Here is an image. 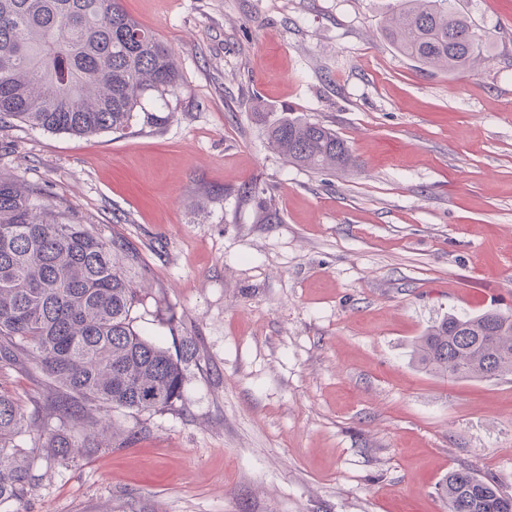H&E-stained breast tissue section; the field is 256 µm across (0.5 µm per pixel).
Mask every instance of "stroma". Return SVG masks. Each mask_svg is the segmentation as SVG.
<instances>
[{
	"instance_id": "1",
	"label": "stroma",
	"mask_w": 512,
	"mask_h": 512,
	"mask_svg": "<svg viewBox=\"0 0 512 512\" xmlns=\"http://www.w3.org/2000/svg\"><path fill=\"white\" fill-rule=\"evenodd\" d=\"M393 3L123 0L176 58L171 118L0 120V176L124 235L145 336L195 352L183 403L109 413L135 438L50 464L21 512H448L460 468L512 495V375L412 359L443 315L512 311V0H455L488 45L457 74L383 38ZM287 114L357 168L286 163L264 124ZM0 387L28 409L54 393L30 365Z\"/></svg>"
}]
</instances>
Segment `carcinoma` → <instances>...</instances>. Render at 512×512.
<instances>
[{"instance_id": "obj_1", "label": "carcinoma", "mask_w": 512, "mask_h": 512, "mask_svg": "<svg viewBox=\"0 0 512 512\" xmlns=\"http://www.w3.org/2000/svg\"><path fill=\"white\" fill-rule=\"evenodd\" d=\"M386 41L420 65L450 74L485 56L476 25L454 0H397ZM180 76L171 49L124 10L122 0H0V116L78 136L153 121ZM272 147L293 165L347 170L357 158L335 131L299 117L267 125ZM145 269L122 236L106 241L0 178V366L27 362L59 388L44 427L46 456L73 459L106 431L89 410L153 414L184 400L190 348L174 350L138 328ZM413 359L452 381L512 374V312L450 313L417 337ZM21 402L0 390V506L22 503L42 475L20 444ZM448 512H512V496L462 468L439 485Z\"/></svg>"}]
</instances>
